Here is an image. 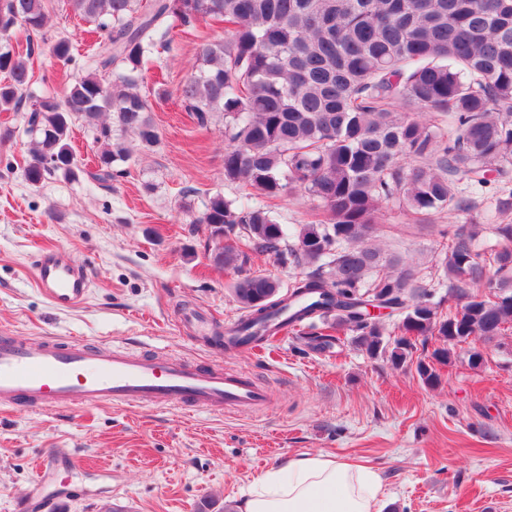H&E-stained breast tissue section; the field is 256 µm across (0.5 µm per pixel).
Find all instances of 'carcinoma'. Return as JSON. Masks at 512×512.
I'll return each instance as SVG.
<instances>
[{
    "instance_id": "1",
    "label": "carcinoma",
    "mask_w": 512,
    "mask_h": 512,
    "mask_svg": "<svg viewBox=\"0 0 512 512\" xmlns=\"http://www.w3.org/2000/svg\"><path fill=\"white\" fill-rule=\"evenodd\" d=\"M49 0H0V32L19 23L39 33ZM100 39L62 99L33 100L25 178L76 179L72 127L84 121L99 144L87 176L104 186L123 174L132 151L158 143L139 89L145 59L169 47L170 30L224 23V38L204 43L180 89L201 128L224 117V180L239 195L209 197L194 219L224 245L217 267H240L250 251L309 272L280 294L264 274L241 278L234 295L246 315L235 335H270L283 310L288 323L319 320L308 346L331 345L346 327L368 355L395 366L412 361V338L439 346L416 372L432 386L451 349L512 331V224H494L483 246L476 224L441 230L437 287L448 313L410 265L366 245L388 202L417 223L468 203L458 185L512 182V0H65ZM34 48L0 50V111L28 91ZM306 194L311 221L295 235L275 217L285 197ZM400 316L389 342L362 304L377 296Z\"/></svg>"
}]
</instances>
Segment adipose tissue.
Segmentation results:
<instances>
[{"instance_id": "1", "label": "adipose tissue", "mask_w": 512, "mask_h": 512, "mask_svg": "<svg viewBox=\"0 0 512 512\" xmlns=\"http://www.w3.org/2000/svg\"><path fill=\"white\" fill-rule=\"evenodd\" d=\"M381 492L367 465L305 455L260 474L240 512H381Z\"/></svg>"}]
</instances>
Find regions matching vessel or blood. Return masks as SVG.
I'll use <instances>...</instances> for the list:
<instances>
[{"instance_id":"b4317fda","label":"vessel or blood","mask_w":512,"mask_h":512,"mask_svg":"<svg viewBox=\"0 0 512 512\" xmlns=\"http://www.w3.org/2000/svg\"><path fill=\"white\" fill-rule=\"evenodd\" d=\"M41 294L59 310L82 302L90 287L87 269L60 248L42 250L36 260ZM268 390L244 372L220 365L193 366L117 350L94 349L81 341L37 345L0 341V409L73 408L85 403L162 408L179 404L193 412L257 411Z\"/></svg>"}]
</instances>
